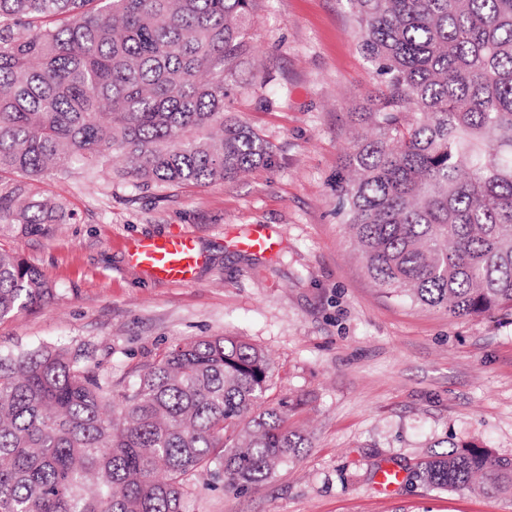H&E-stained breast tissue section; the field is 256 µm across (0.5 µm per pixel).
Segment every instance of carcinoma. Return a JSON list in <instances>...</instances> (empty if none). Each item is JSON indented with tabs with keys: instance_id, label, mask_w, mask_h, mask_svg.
<instances>
[{
	"instance_id": "obj_1",
	"label": "carcinoma",
	"mask_w": 512,
	"mask_h": 512,
	"mask_svg": "<svg viewBox=\"0 0 512 512\" xmlns=\"http://www.w3.org/2000/svg\"><path fill=\"white\" fill-rule=\"evenodd\" d=\"M255 2L0 0V232L72 218L46 180L202 187L268 162L271 145L225 109ZM351 2L379 82L337 215L385 292L452 318L512 316V0ZM52 294L0 249V319ZM268 366L205 336L120 390L63 349L1 354L0 512H182L201 472L232 488L268 478L306 448L261 408ZM416 478L511 495L512 459L453 443Z\"/></svg>"
}]
</instances>
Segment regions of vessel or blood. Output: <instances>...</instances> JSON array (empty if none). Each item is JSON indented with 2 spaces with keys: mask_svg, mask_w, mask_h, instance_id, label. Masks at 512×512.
I'll use <instances>...</instances> for the list:
<instances>
[{
  "mask_svg": "<svg viewBox=\"0 0 512 512\" xmlns=\"http://www.w3.org/2000/svg\"><path fill=\"white\" fill-rule=\"evenodd\" d=\"M239 245L251 252H274L278 243L264 225H253ZM128 258L151 278L171 283H190L203 262L193 236L172 233L162 237H145L131 242Z\"/></svg>",
  "mask_w": 512,
  "mask_h": 512,
  "instance_id": "1",
  "label": "vessel or blood"
}]
</instances>
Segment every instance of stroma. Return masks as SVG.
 <instances>
[{
	"instance_id": "35a3bbf8",
	"label": "stroma",
	"mask_w": 512,
	"mask_h": 512,
	"mask_svg": "<svg viewBox=\"0 0 512 512\" xmlns=\"http://www.w3.org/2000/svg\"><path fill=\"white\" fill-rule=\"evenodd\" d=\"M249 33L226 106L271 144L270 161L202 188L67 183L73 220L0 239L55 290L0 320V353L82 352L131 384L193 337L237 336L263 351L267 395L308 446L242 490L196 480L183 512H512L510 497L412 477L453 442L512 459V318L454 319L386 294L337 217L353 114L376 85L347 0H257ZM252 224L271 227L276 252L237 247ZM176 231L206 256L195 282L156 281L129 261L130 240Z\"/></svg>"
}]
</instances>
